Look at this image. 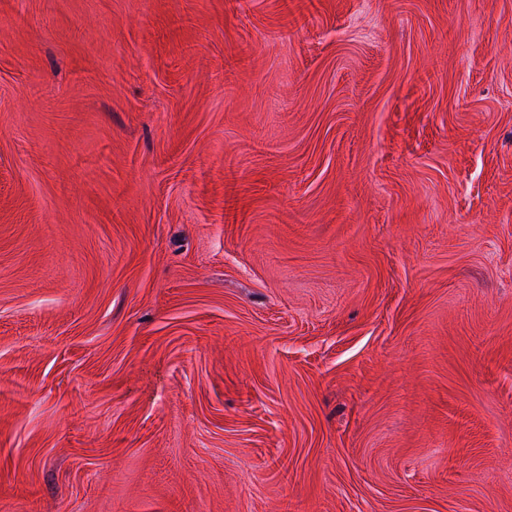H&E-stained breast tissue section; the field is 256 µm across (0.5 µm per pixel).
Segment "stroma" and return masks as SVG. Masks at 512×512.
I'll return each mask as SVG.
<instances>
[{"label":"stroma","instance_id":"obj_1","mask_svg":"<svg viewBox=\"0 0 512 512\" xmlns=\"http://www.w3.org/2000/svg\"><path fill=\"white\" fill-rule=\"evenodd\" d=\"M0 512H512V0H0Z\"/></svg>","mask_w":512,"mask_h":512}]
</instances>
